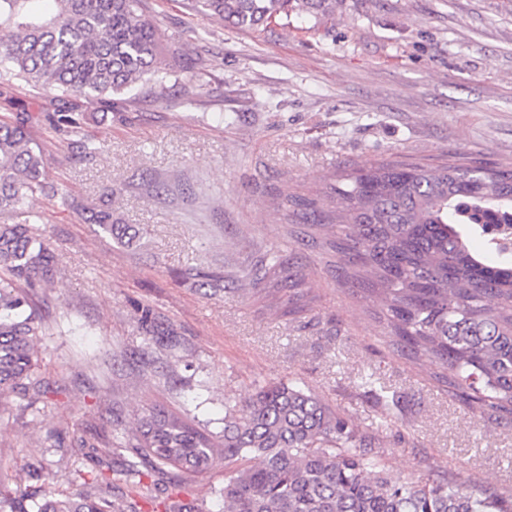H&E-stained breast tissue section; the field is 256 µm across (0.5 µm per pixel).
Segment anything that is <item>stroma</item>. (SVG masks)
I'll list each match as a JSON object with an SVG mask.
<instances>
[{"label":"stroma","mask_w":512,"mask_h":512,"mask_svg":"<svg viewBox=\"0 0 512 512\" xmlns=\"http://www.w3.org/2000/svg\"><path fill=\"white\" fill-rule=\"evenodd\" d=\"M143 2L171 75L92 105L0 75V119L26 124L67 192L0 212L57 257L53 283L33 294L46 392L0 411V485L26 493L33 512L44 487L66 495L75 470L101 471L126 512H144L148 495L220 512L223 464L196 475L144 462L143 479L128 474L138 419L157 405L218 433L225 401L295 381L360 427L382 425L400 477L512 494V425L393 352L384 323L338 281L335 253L281 196L370 160L512 165V0H341L333 17L294 12L251 31L187 0ZM65 107L86 114L81 135L52 128ZM77 202L111 208L136 242L85 223ZM279 252L304 281L294 314L268 295ZM146 309L169 345L147 333ZM367 375L398 397L390 421Z\"/></svg>","instance_id":"35a3bbf8"}]
</instances>
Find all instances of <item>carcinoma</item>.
I'll return each instance as SVG.
<instances>
[{
    "label": "carcinoma",
    "mask_w": 512,
    "mask_h": 512,
    "mask_svg": "<svg viewBox=\"0 0 512 512\" xmlns=\"http://www.w3.org/2000/svg\"><path fill=\"white\" fill-rule=\"evenodd\" d=\"M0 0V72L48 85L89 103L119 94L166 69L140 0ZM232 28L256 30L305 12L331 17L336 0H189ZM81 112L59 111L57 128L77 132ZM63 194L45 173L41 151L20 123L0 121V211L34 195ZM318 229L332 232L336 268L349 272L389 345L433 370L448 391L484 414L512 415V166L480 162L381 160L337 176L312 196L282 192ZM336 199L333 210L325 198ZM89 221L132 245L129 227L99 209ZM269 272L298 309L304 294L293 258L272 257ZM54 250L27 224L0 225V397L42 392L41 321L24 292L46 287ZM381 428L362 429L312 390L293 382L224 403V434L214 436L161 406L137 427L138 456L155 467L203 473L224 460V512H512V495L492 484L478 494L422 473L407 480L384 461ZM64 496L45 491L37 512H123L101 475ZM24 497L0 488V512H27Z\"/></svg>",
    "instance_id": "cac0c4a2"
}]
</instances>
